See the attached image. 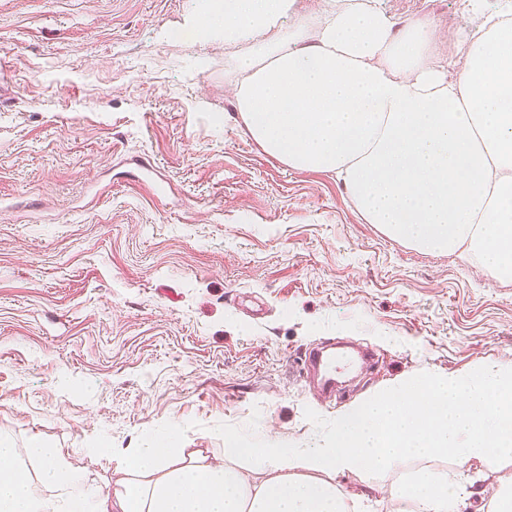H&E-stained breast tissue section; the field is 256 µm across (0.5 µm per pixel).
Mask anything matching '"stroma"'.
Masks as SVG:
<instances>
[{"mask_svg": "<svg viewBox=\"0 0 512 512\" xmlns=\"http://www.w3.org/2000/svg\"><path fill=\"white\" fill-rule=\"evenodd\" d=\"M199 0H0V438L67 451L92 484L100 448L312 443L375 394L512 365V279L422 251L354 210L335 175L294 170L234 120L223 38ZM425 16L448 55L461 0H380ZM372 351L341 399L307 350ZM452 459L340 477L350 512H399L390 489Z\"/></svg>", "mask_w": 512, "mask_h": 512, "instance_id": "35a3bbf8", "label": "stroma"}]
</instances>
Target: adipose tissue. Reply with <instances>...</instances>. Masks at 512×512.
Returning <instances> with one entry per match:
<instances>
[{
    "label": "adipose tissue",
    "instance_id": "1",
    "mask_svg": "<svg viewBox=\"0 0 512 512\" xmlns=\"http://www.w3.org/2000/svg\"><path fill=\"white\" fill-rule=\"evenodd\" d=\"M294 0L202 7L197 37L250 44L235 56L234 110L245 132L288 168L336 175L355 211L418 248L479 257L512 278V0L453 58L426 62L436 31L396 25L379 0H324L314 18ZM447 454L459 465L512 458V368L430 377L374 395L299 448L224 440L221 459L180 448L175 433L130 451L106 490L63 449L0 439V512H345L338 478ZM35 462L36 470L20 463ZM403 512H471L474 492L428 471L401 482Z\"/></svg>",
    "mask_w": 512,
    "mask_h": 512
}]
</instances>
